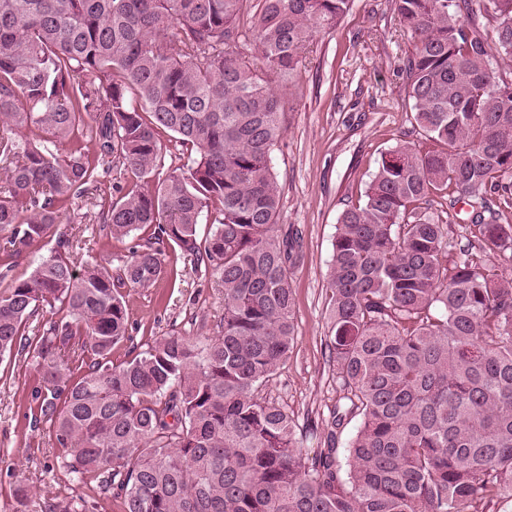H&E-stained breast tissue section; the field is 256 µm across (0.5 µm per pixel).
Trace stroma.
<instances>
[{"label":"stroma","mask_w":512,"mask_h":512,"mask_svg":"<svg viewBox=\"0 0 512 512\" xmlns=\"http://www.w3.org/2000/svg\"><path fill=\"white\" fill-rule=\"evenodd\" d=\"M409 49L390 0H355L333 30L320 33L283 97L282 134L271 152L281 187L282 228L301 231L303 258L292 273L295 340L262 395L292 418L306 454L323 445L324 423L340 392L328 363L327 274L336 224L363 197L382 156L419 134L406 94L403 62ZM85 222L70 225L77 267H120L124 244L105 238L84 205ZM166 275L149 289H126L129 338L112 352L131 360L160 336H212L224 312L214 275L167 249ZM41 387L22 348L0 356V512H16L13 490L30 491L29 512L55 496H79L82 486L53 467L63 448L34 426Z\"/></svg>","instance_id":"1"}]
</instances>
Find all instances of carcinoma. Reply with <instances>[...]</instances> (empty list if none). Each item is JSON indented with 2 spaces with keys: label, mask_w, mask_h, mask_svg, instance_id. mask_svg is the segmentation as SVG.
Listing matches in <instances>:
<instances>
[{
  "label": "carcinoma",
  "mask_w": 512,
  "mask_h": 512,
  "mask_svg": "<svg viewBox=\"0 0 512 512\" xmlns=\"http://www.w3.org/2000/svg\"><path fill=\"white\" fill-rule=\"evenodd\" d=\"M353 0H0V255L76 200L129 259L77 270L72 240L0 290V355L28 349L34 422L120 512H487L512 500V0H392L414 121L336 225L329 363L341 407L303 454L260 396L295 335L298 239L270 151L283 80ZM257 51H238L241 41ZM180 164L164 168L162 135ZM123 167L130 179L112 183ZM448 197V212L432 198ZM468 201L465 243L449 241ZM211 219L215 229L199 237ZM175 245L224 288L218 335L129 339L123 289ZM492 252L510 264L490 268ZM50 319L23 339L37 311ZM356 431L341 440L354 418ZM43 512H88L55 496Z\"/></svg>",
  "instance_id": "carcinoma-1"
}]
</instances>
